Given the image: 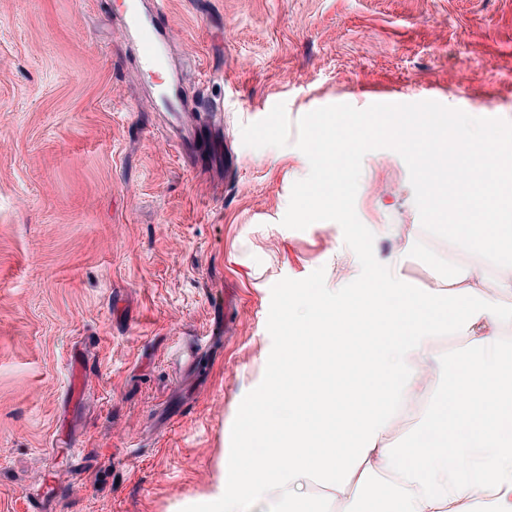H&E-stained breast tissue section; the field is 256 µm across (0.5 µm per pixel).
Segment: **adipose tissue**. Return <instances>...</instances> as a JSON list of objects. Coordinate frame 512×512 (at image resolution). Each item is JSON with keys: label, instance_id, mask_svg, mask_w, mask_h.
<instances>
[{"label": "adipose tissue", "instance_id": "obj_1", "mask_svg": "<svg viewBox=\"0 0 512 512\" xmlns=\"http://www.w3.org/2000/svg\"><path fill=\"white\" fill-rule=\"evenodd\" d=\"M490 213H470L469 223L487 231L470 241L469 265L450 274L445 288L420 296L404 278L388 274L360 298H335L326 321H297V335L278 355L280 376L257 393L236 425L232 459L203 498L204 512H258L271 499L307 512L303 490L313 485L340 512H470L479 495L487 512H512V388L501 378L512 365V344L504 341L506 315L485 289L484 267L486 258H496L500 286L512 292V267L505 265L512 226L488 229ZM457 327L466 342L445 356L456 380L433 393L414 433L418 441L447 440L452 454L424 465L417 449L393 447L389 430L403 394L424 384L434 338ZM340 348L359 354L362 371L393 386L377 411L364 383L338 392L342 409L329 419L337 439L324 443L299 412L300 387L285 385L282 375L335 361ZM479 386L485 395L477 412L472 402Z\"/></svg>", "mask_w": 512, "mask_h": 512}]
</instances>
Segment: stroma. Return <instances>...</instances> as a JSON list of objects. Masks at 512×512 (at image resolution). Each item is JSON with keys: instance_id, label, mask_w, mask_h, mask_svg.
<instances>
[{"instance_id": "35a3bbf8", "label": "stroma", "mask_w": 512, "mask_h": 512, "mask_svg": "<svg viewBox=\"0 0 512 512\" xmlns=\"http://www.w3.org/2000/svg\"><path fill=\"white\" fill-rule=\"evenodd\" d=\"M125 8L0 0V512L209 493L264 375L272 285L360 273L336 222L281 224L303 115L434 100L512 142V0H167L174 122ZM355 210L381 263L412 236L421 289L468 262L424 231L393 150L364 156Z\"/></svg>"}]
</instances>
